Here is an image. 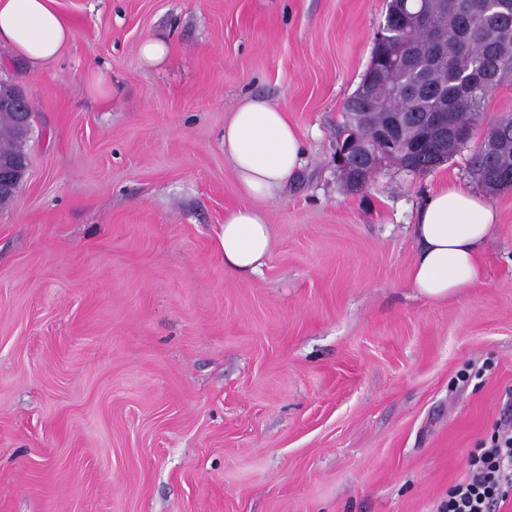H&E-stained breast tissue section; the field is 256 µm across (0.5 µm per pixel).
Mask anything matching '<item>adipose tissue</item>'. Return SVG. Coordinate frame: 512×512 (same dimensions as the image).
Segmentation results:
<instances>
[{
	"label": "adipose tissue",
	"instance_id": "adipose-tissue-1",
	"mask_svg": "<svg viewBox=\"0 0 512 512\" xmlns=\"http://www.w3.org/2000/svg\"><path fill=\"white\" fill-rule=\"evenodd\" d=\"M55 3L0 0V44L36 70L53 64L73 39ZM224 156L233 167L237 191L250 200L249 206L224 212V268L257 274L272 242L263 203L297 175L304 162L303 141L287 113L266 99L246 96L224 120ZM497 221L495 209L474 191L445 184L428 192L412 225V288L424 298L444 300L473 286Z\"/></svg>",
	"mask_w": 512,
	"mask_h": 512
}]
</instances>
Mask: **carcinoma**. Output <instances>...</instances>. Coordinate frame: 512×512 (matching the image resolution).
Segmentation results:
<instances>
[{
	"label": "carcinoma",
	"instance_id": "cac0c4a2",
	"mask_svg": "<svg viewBox=\"0 0 512 512\" xmlns=\"http://www.w3.org/2000/svg\"><path fill=\"white\" fill-rule=\"evenodd\" d=\"M399 2L390 0L386 19L389 33L385 42L373 43L367 72L375 74L368 93L349 97L347 112H413L414 122L401 135L416 145L413 154L420 172L430 166L433 140H423L426 119L441 107L448 109V121L463 130L478 121L492 90L512 76V0H436L429 4V19L406 30L397 26ZM448 30V45L442 56L433 53L432 29ZM398 44L409 49L426 73L434 94L427 97L399 95L394 88L412 80V75L383 62L388 47ZM24 137L16 130L13 115L0 112V157L23 149ZM469 171L482 172L478 183L491 192L512 188V135L502 139L495 150L471 152Z\"/></svg>",
	"mask_w": 512,
	"mask_h": 512
}]
</instances>
